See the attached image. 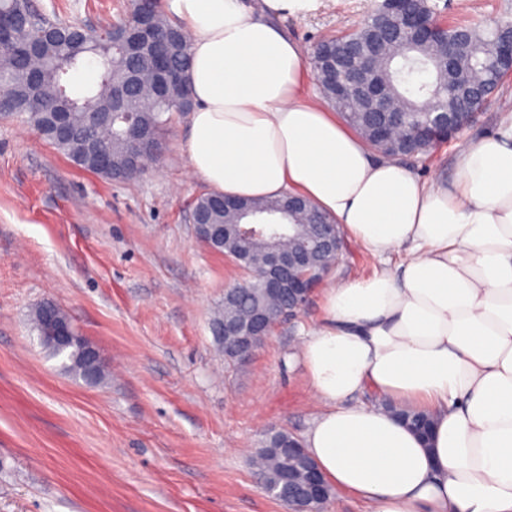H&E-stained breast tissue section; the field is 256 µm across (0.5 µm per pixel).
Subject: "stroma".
Wrapping results in <instances>:
<instances>
[{
    "instance_id": "1",
    "label": "stroma",
    "mask_w": 512,
    "mask_h": 512,
    "mask_svg": "<svg viewBox=\"0 0 512 512\" xmlns=\"http://www.w3.org/2000/svg\"><path fill=\"white\" fill-rule=\"evenodd\" d=\"M448 21L512 16V0H436ZM99 30L127 0H35ZM373 0H336L284 26L303 50L355 27ZM512 123V77L463 133ZM174 115L156 166L130 180L75 167L31 126L0 116V512H289L250 465L270 430L304 438L319 410L293 358L323 314L314 291L242 365L210 326L240 270L196 239L190 204L207 187ZM458 143L408 160L452 181ZM353 241L333 282L396 268ZM62 307L100 352L106 379L84 383L40 343L30 314Z\"/></svg>"
}]
</instances>
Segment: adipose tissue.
<instances>
[{"mask_svg":"<svg viewBox=\"0 0 512 512\" xmlns=\"http://www.w3.org/2000/svg\"><path fill=\"white\" fill-rule=\"evenodd\" d=\"M190 37L185 150L228 198L301 194L397 270L332 284L299 359L321 409L304 439L372 512H512V125L467 144L452 183L375 155L306 90L277 24L330 0H165ZM435 416L430 443L365 387Z\"/></svg>","mask_w":512,"mask_h":512,"instance_id":"ef3b65f1","label":"adipose tissue"}]
</instances>
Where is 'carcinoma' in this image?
<instances>
[{
	"label": "carcinoma",
	"mask_w": 512,
	"mask_h": 512,
	"mask_svg": "<svg viewBox=\"0 0 512 512\" xmlns=\"http://www.w3.org/2000/svg\"><path fill=\"white\" fill-rule=\"evenodd\" d=\"M148 11L153 31V45L121 55L112 44L95 34L76 33V23L57 26L67 35L43 34L44 13L33 0H0V32H9L25 22L29 28L11 41L0 40V114L24 117L42 131V136L75 166L105 179H131L142 174L163 150L162 131L176 113L192 108L190 93L189 40L181 27L173 24L159 10L157 0H129L128 14L120 25L130 22L142 11ZM405 12L437 28L435 37L421 40L410 32H393L383 49L369 52V44L380 30L382 20L376 13L367 15L361 24L337 36L318 40L312 47L307 64H318L323 50L331 53L349 51L359 58V67L368 79L381 88L380 106L400 118L391 136L377 138L372 129L374 113L352 99H338L322 71L315 72L320 91L341 119L373 151L383 156H425L448 142L434 124L433 114L479 112L484 107V84L499 86L509 67L498 63L496 47L502 31L512 27V19L497 18L487 23L448 25L440 19L437 5L431 0H405ZM97 61V80L79 89L73 75L86 62ZM50 112H63L73 128L65 140L43 129ZM137 118L131 125L125 114ZM99 143L105 151L100 165L89 156L87 145ZM252 216L280 215L287 224L276 235L262 243L245 242L233 235V225L243 213ZM191 214L203 224H222L226 230L224 243L214 250L246 256L249 279L229 289L214 311L211 328L221 351L231 347L235 338L220 330L224 324L238 327L241 336H253L256 314L264 312L270 324L264 335L288 316V298L270 295L254 272L266 263L271 248L291 249L302 237L312 241L319 237L318 224L328 220L308 201L288 208V197L270 200H235L224 205V198L211 193L197 196ZM337 256L315 249L309 264L319 274L336 264ZM63 367L74 377L87 383H98L105 377L100 364L91 363L83 348L74 345L62 353ZM385 408L395 412L413 431L426 432L431 414L415 408ZM285 431L270 433L258 451L255 465L268 479L280 476L283 460L273 452L288 441Z\"/></svg>",
	"instance_id": "cac0c4a2"
}]
</instances>
